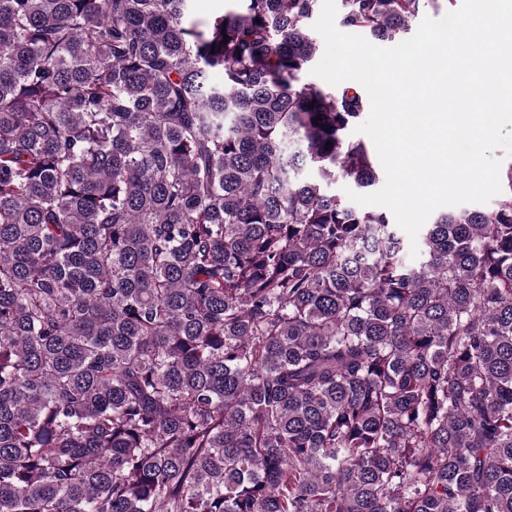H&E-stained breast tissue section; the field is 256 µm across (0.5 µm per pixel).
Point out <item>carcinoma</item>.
<instances>
[{
	"label": "carcinoma",
	"instance_id": "cac0c4a2",
	"mask_svg": "<svg viewBox=\"0 0 512 512\" xmlns=\"http://www.w3.org/2000/svg\"><path fill=\"white\" fill-rule=\"evenodd\" d=\"M188 2L0 0V512H512V166L410 261L320 0ZM225 0H190V17L197 22H205L224 10ZM377 162H378V176H379V181H378L377 185L370 187V188H357L354 185V183L347 181V180L339 179L336 181L335 184H333L331 186V191L333 193H336L337 195L345 197L349 202H351L354 206H357V207H383V206H379V205H367V206L358 205L350 200V198L348 197V195L345 191V189H349V190L353 191L354 193L361 194V195H367V194H372V193L380 190L385 183V171H384L383 165L381 163V160L378 156V153H377Z\"/></svg>",
	"mask_w": 512,
	"mask_h": 512
}]
</instances>
